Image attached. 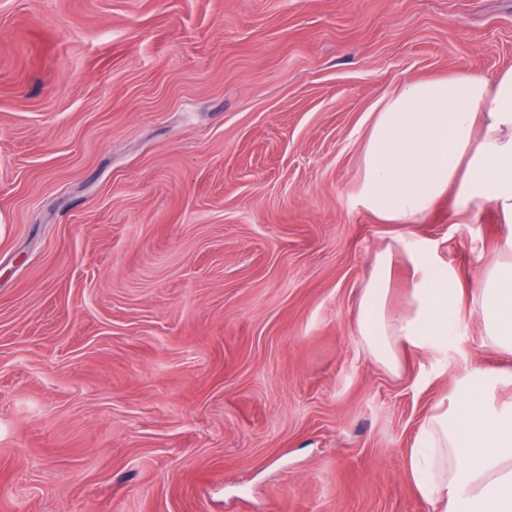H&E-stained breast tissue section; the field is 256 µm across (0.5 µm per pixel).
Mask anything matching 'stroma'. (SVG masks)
I'll return each mask as SVG.
<instances>
[{
	"mask_svg": "<svg viewBox=\"0 0 512 512\" xmlns=\"http://www.w3.org/2000/svg\"><path fill=\"white\" fill-rule=\"evenodd\" d=\"M510 67L512 0H0V512H429L420 426L512 355L359 341L364 134ZM415 230L467 295L511 232Z\"/></svg>",
	"mask_w": 512,
	"mask_h": 512,
	"instance_id": "stroma-1",
	"label": "stroma"
}]
</instances>
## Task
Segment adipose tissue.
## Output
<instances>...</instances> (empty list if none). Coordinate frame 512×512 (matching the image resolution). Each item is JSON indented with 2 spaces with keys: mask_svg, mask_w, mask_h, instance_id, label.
I'll use <instances>...</instances> for the list:
<instances>
[{
  "mask_svg": "<svg viewBox=\"0 0 512 512\" xmlns=\"http://www.w3.org/2000/svg\"><path fill=\"white\" fill-rule=\"evenodd\" d=\"M358 204L387 224L422 220L446 195L459 214L494 209L512 224V68L494 77L459 72L408 81L375 104L361 154ZM412 268L404 310L386 311L395 255ZM488 342L512 354V233L483 264L473 296ZM464 309L463 290L436 242L407 232L377 255L362 290L356 334L386 367L400 351L447 349ZM512 370L477 367L457 382L451 405L422 425L409 468L434 512H512V401L498 392Z\"/></svg>",
  "mask_w": 512,
  "mask_h": 512,
  "instance_id": "ef3b65f1",
  "label": "adipose tissue"
}]
</instances>
